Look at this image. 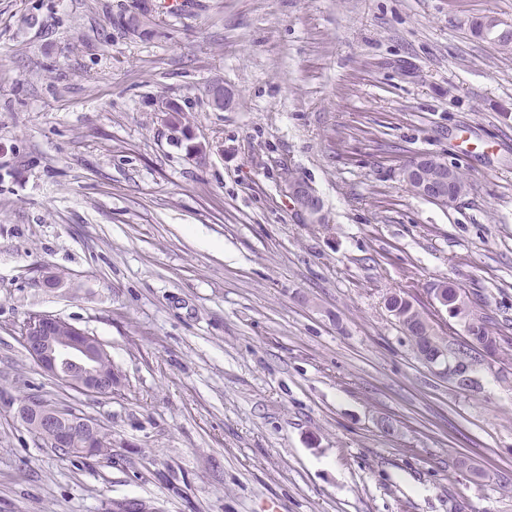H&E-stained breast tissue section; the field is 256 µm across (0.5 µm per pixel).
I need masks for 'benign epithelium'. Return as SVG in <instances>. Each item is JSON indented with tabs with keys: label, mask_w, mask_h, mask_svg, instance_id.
<instances>
[{
	"label": "benign epithelium",
	"mask_w": 512,
	"mask_h": 512,
	"mask_svg": "<svg viewBox=\"0 0 512 512\" xmlns=\"http://www.w3.org/2000/svg\"><path fill=\"white\" fill-rule=\"evenodd\" d=\"M457 167L442 158L421 156L403 170V178L416 193L436 204L446 206L459 198L455 174ZM290 196L301 210L316 215L317 199L302 182L290 184ZM21 343L26 352L46 373L83 395L112 393V377L102 368L109 359L105 345L96 337L53 315L27 319L21 329ZM447 356H423L421 361L448 378V382L464 387L472 377L469 369L458 364L446 367L441 362ZM24 415L32 419L28 425L32 434L52 448H66L79 437L76 451L85 457L100 456L96 448L99 423L85 418L71 406L53 405L41 401L23 404Z\"/></svg>",
	"instance_id": "benign-epithelium-1"
}]
</instances>
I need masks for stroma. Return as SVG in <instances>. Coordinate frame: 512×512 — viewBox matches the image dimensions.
Masks as SVG:
<instances>
[{"label":"stroma","mask_w":512,"mask_h":512,"mask_svg":"<svg viewBox=\"0 0 512 512\" xmlns=\"http://www.w3.org/2000/svg\"><path fill=\"white\" fill-rule=\"evenodd\" d=\"M490 18L512 28V0H0V512H512V47ZM420 154L467 172L455 203L403 181ZM444 282L510 341L468 390L386 307L467 339ZM35 314L105 344L111 394L34 362ZM32 396L107 427L111 458L40 444Z\"/></svg>","instance_id":"obj_1"}]
</instances>
